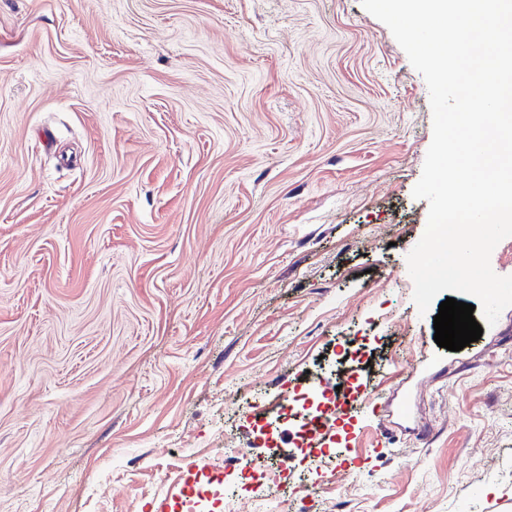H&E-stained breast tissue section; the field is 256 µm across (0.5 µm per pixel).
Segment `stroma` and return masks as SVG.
Wrapping results in <instances>:
<instances>
[{
  "label": "stroma",
  "instance_id": "stroma-1",
  "mask_svg": "<svg viewBox=\"0 0 512 512\" xmlns=\"http://www.w3.org/2000/svg\"><path fill=\"white\" fill-rule=\"evenodd\" d=\"M431 140L361 0H0V512H512V307L413 300Z\"/></svg>",
  "mask_w": 512,
  "mask_h": 512
}]
</instances>
